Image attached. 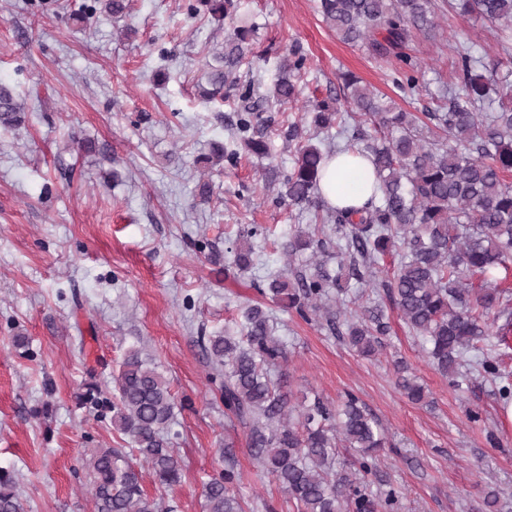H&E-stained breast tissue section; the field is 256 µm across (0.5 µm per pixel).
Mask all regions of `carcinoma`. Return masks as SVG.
Here are the masks:
<instances>
[{
	"instance_id": "obj_1",
	"label": "carcinoma",
	"mask_w": 512,
	"mask_h": 512,
	"mask_svg": "<svg viewBox=\"0 0 512 512\" xmlns=\"http://www.w3.org/2000/svg\"><path fill=\"white\" fill-rule=\"evenodd\" d=\"M220 20L238 7L237 0H198ZM459 16L499 24L512 32V0H448ZM323 21L344 43L359 45L374 58L396 57L410 71L408 88L416 87L414 73L421 64L405 53L417 35L436 36L438 0H317ZM251 30L238 27L224 40V51L207 64L209 89L203 98L224 97V86L237 83V70L249 52ZM462 84L448 99V107L427 112L423 122L376 96L359 80L345 78L348 97L356 111L344 114L327 102L315 105L312 125L316 133L336 130L345 148L358 149L370 162L375 176L373 194L359 208L328 205L319 182L332 148L300 146L295 165L279 180L278 198L299 211H314V219L336 225V241L319 227L289 234L286 253L293 257L310 252V273L288 279L284 270L273 276L263 293L283 308L306 315H328L332 295L348 292L353 279L367 288L383 289L407 328L420 337L438 370L451 379L464 365H476L483 377H501L497 356L485 352L473 361L468 353L485 336H494L496 320L504 313L502 293L489 286L477 288L473 279L486 280L498 269L512 267V105L487 112L495 97L512 96V85L495 78L472 77L479 59L467 48L457 50ZM306 58L296 51L282 65L273 97L290 101L297 96L296 74ZM370 121L379 135L367 138L362 126ZM259 115H240L237 129L245 149L267 157L270 150L257 135ZM23 123L20 106L0 85V126ZM258 229L241 226L232 248V268L252 265L250 240ZM403 253L392 272L381 262L396 245ZM239 335L229 332L207 338L206 352L224 367L219 387L224 415L247 429L249 449L263 472L278 483L297 512H393L399 490L381 483L376 490L365 476L376 470L384 438L378 422L349 394L336 407L319 399L309 404L292 402L288 379L275 382L269 372L287 360L286 342L276 335L274 321L260 304L239 309ZM350 347L363 356L375 354L388 325L383 310L368 318L343 320ZM113 389L96 382L83 384L78 404L99 415L111 416L112 428L123 436L129 450L86 448L81 460L90 478L95 512H174L164 499L150 496L143 487L148 469L160 489L182 482L183 463L171 446L170 430L176 407L169 382L140 349L130 348ZM398 387L411 402L424 400L416 379L402 376ZM357 457L338 465L339 445ZM239 473L230 463L203 487L205 512H245L235 492ZM0 512H25L13 475L0 470Z\"/></svg>"
}]
</instances>
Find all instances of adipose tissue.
Listing matches in <instances>:
<instances>
[{"label": "adipose tissue", "mask_w": 512, "mask_h": 512, "mask_svg": "<svg viewBox=\"0 0 512 512\" xmlns=\"http://www.w3.org/2000/svg\"><path fill=\"white\" fill-rule=\"evenodd\" d=\"M373 183L374 176L368 163L347 152L329 162L320 187L331 206L356 208L369 198Z\"/></svg>", "instance_id": "obj_1"}]
</instances>
